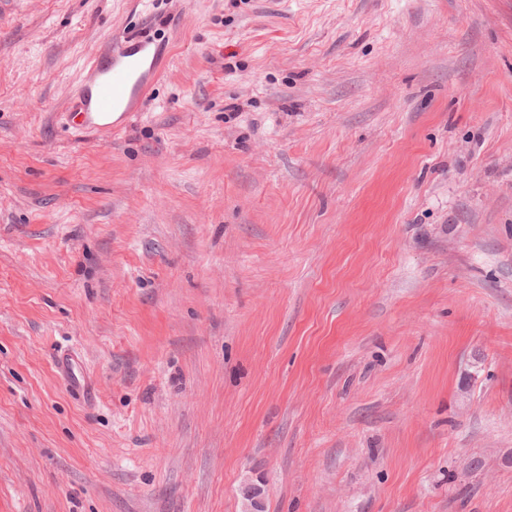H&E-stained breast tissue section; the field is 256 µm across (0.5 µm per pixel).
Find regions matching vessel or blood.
<instances>
[{
	"label": "vessel or blood",
	"mask_w": 512,
	"mask_h": 512,
	"mask_svg": "<svg viewBox=\"0 0 512 512\" xmlns=\"http://www.w3.org/2000/svg\"><path fill=\"white\" fill-rule=\"evenodd\" d=\"M167 60L165 46L148 34L128 32L106 39L75 92L79 129L109 134L124 128ZM54 366L73 392L90 397L89 376L71 354L55 357Z\"/></svg>",
	"instance_id": "vessel-or-blood-1"
}]
</instances>
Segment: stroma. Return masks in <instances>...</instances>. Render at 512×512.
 <instances>
[{"label": "stroma", "instance_id": "stroma-1", "mask_svg": "<svg viewBox=\"0 0 512 512\" xmlns=\"http://www.w3.org/2000/svg\"><path fill=\"white\" fill-rule=\"evenodd\" d=\"M143 26L164 75L75 131ZM253 487L512 512V0H0V512ZM167 60L166 46L149 34L128 32L106 39L75 92L72 108L80 118L79 129L109 134L124 128ZM111 115L117 117L111 121ZM54 366L73 392L82 395L84 398H91L89 376L71 354L64 353L55 357Z\"/></svg>", "mask_w": 512, "mask_h": 512}]
</instances>
